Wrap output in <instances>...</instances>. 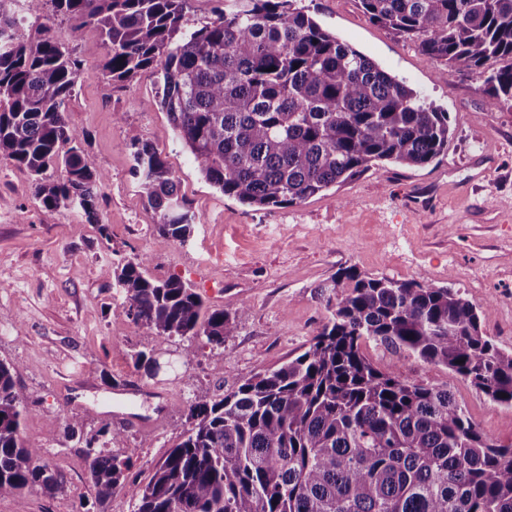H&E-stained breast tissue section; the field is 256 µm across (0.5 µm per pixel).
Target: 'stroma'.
<instances>
[{
    "instance_id": "1",
    "label": "stroma",
    "mask_w": 512,
    "mask_h": 512,
    "mask_svg": "<svg viewBox=\"0 0 512 512\" xmlns=\"http://www.w3.org/2000/svg\"><path fill=\"white\" fill-rule=\"evenodd\" d=\"M294 4L447 112V151L422 167L384 162L304 202L257 211L210 185L165 112L148 107L157 71L111 86L102 77L99 34L88 28L76 41L68 22L54 20V36L73 45L82 62L65 119L107 180L92 225L80 208L44 207L30 173L0 159V359L17 366L31 408L26 441L45 449L49 464L67 476L64 492L2 497L0 512H99L81 445L64 431L48 433L53 418H78L86 436L104 424L122 431L112 451L131 460L130 479L147 483L185 429L189 400L233 390L308 348L328 317L318 287L346 266L492 304L483 331L512 352V101L490 103L481 71L451 69L420 52L371 22L358 0ZM136 143L163 152L199 216L186 243L156 234L157 218L131 173ZM101 223L109 237L100 235ZM118 256L148 257L153 277L180 276L210 305L248 313L223 348L199 346L193 362L183 364L181 341L154 346L128 318L123 295L102 273ZM146 348L159 362L153 376L135 365L136 352ZM364 352L380 369L449 387L492 440L512 442V409L446 367L372 342ZM118 387L134 389V416L113 408Z\"/></svg>"
}]
</instances>
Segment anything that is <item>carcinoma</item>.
<instances>
[{"label": "carcinoma", "mask_w": 512, "mask_h": 512, "mask_svg": "<svg viewBox=\"0 0 512 512\" xmlns=\"http://www.w3.org/2000/svg\"><path fill=\"white\" fill-rule=\"evenodd\" d=\"M98 30L102 75L119 85L160 69L155 100L201 175L256 210L306 201L377 161L423 166L448 149V113L325 31L291 0H225L183 33L188 0H23ZM368 18L450 66L483 69L493 101L512 100V0H359ZM81 70L50 27L21 22L0 0V159L26 168L53 209L79 207L98 224L105 174L87 162L65 119ZM70 145L65 153L61 147ZM61 163L66 177L46 171ZM159 237L187 241L200 218L163 153L133 152ZM148 259L103 270L127 315L154 343L180 338L224 347L247 313L215 309L178 276H151ZM329 316L309 347L219 397L195 398L188 426L145 485L110 451L122 433L102 425L83 458L100 507L118 492L136 512H512V443L489 439L446 388L364 354L370 341L443 365L512 408V353L495 346L479 307L451 288L376 278L355 266L332 278ZM17 369L0 360V497L65 490V473L23 436L28 404ZM506 397H501V394Z\"/></svg>", "instance_id": "1"}]
</instances>
